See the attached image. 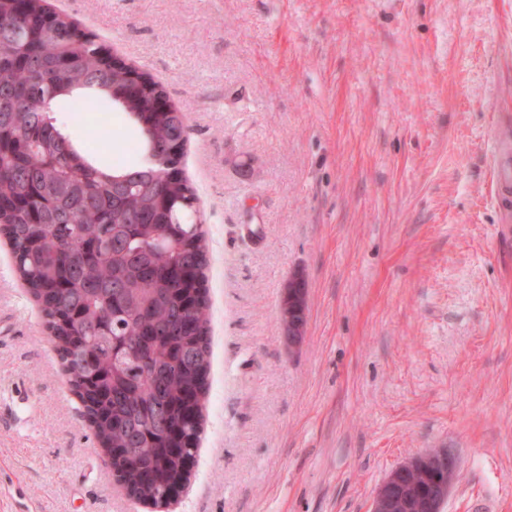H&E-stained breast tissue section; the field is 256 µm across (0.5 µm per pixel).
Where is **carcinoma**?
Masks as SVG:
<instances>
[{
  "label": "carcinoma",
  "mask_w": 512,
  "mask_h": 512,
  "mask_svg": "<svg viewBox=\"0 0 512 512\" xmlns=\"http://www.w3.org/2000/svg\"><path fill=\"white\" fill-rule=\"evenodd\" d=\"M104 50L46 0H0V233L118 481L158 501L191 469L202 432L208 247L177 144L185 113ZM84 90L136 126L141 164L101 168L94 141L73 146L51 105L81 102Z\"/></svg>",
  "instance_id": "carcinoma-1"
}]
</instances>
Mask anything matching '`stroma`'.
I'll return each mask as SVG.
<instances>
[{
  "label": "stroma",
  "mask_w": 512,
  "mask_h": 512,
  "mask_svg": "<svg viewBox=\"0 0 512 512\" xmlns=\"http://www.w3.org/2000/svg\"><path fill=\"white\" fill-rule=\"evenodd\" d=\"M187 115L210 266L212 370L191 479L116 481L0 239V512H368L433 448L443 512H512V231L494 140L512 0H50ZM74 145L127 154L92 96ZM307 278L304 340L279 315Z\"/></svg>",
  "instance_id": "stroma-1"
}]
</instances>
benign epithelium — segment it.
<instances>
[{
    "instance_id": "7a95c632",
    "label": "benign epithelium",
    "mask_w": 512,
    "mask_h": 512,
    "mask_svg": "<svg viewBox=\"0 0 512 512\" xmlns=\"http://www.w3.org/2000/svg\"><path fill=\"white\" fill-rule=\"evenodd\" d=\"M306 276L294 272L280 301V315L288 320V345L302 343L305 326L293 315L306 310ZM455 475L448 449L436 448L394 469L378 487L370 512H441Z\"/></svg>"
}]
</instances>
